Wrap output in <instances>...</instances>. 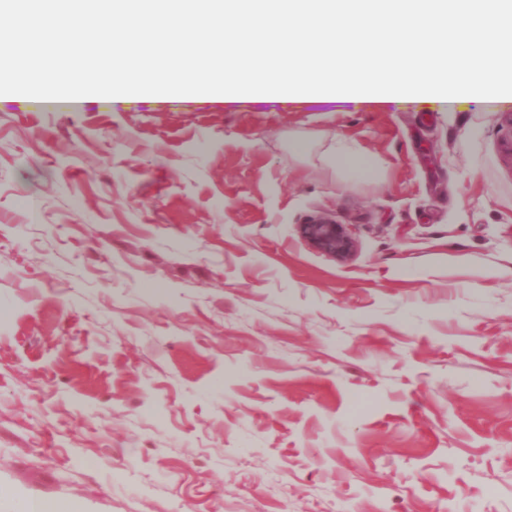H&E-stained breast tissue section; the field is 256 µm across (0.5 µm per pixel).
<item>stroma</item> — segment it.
<instances>
[{"instance_id":"stroma-1","label":"stroma","mask_w":512,"mask_h":512,"mask_svg":"<svg viewBox=\"0 0 512 512\" xmlns=\"http://www.w3.org/2000/svg\"><path fill=\"white\" fill-rule=\"evenodd\" d=\"M510 112L0 95V512H512ZM330 162L360 179H368L374 173V165L369 156L347 145H339L331 155ZM300 233L315 250L338 260H348L356 250V241L348 225L335 224L327 217L301 225Z\"/></svg>"}]
</instances>
